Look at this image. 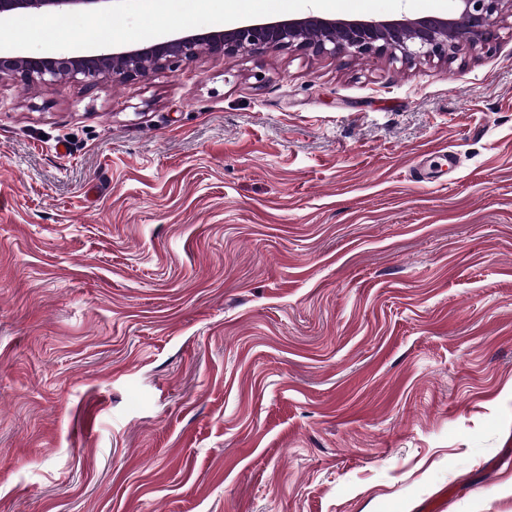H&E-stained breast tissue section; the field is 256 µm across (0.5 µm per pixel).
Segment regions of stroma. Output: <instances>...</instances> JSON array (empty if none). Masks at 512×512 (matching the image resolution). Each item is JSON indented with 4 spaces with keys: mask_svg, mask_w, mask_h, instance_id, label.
<instances>
[{
    "mask_svg": "<svg viewBox=\"0 0 512 512\" xmlns=\"http://www.w3.org/2000/svg\"><path fill=\"white\" fill-rule=\"evenodd\" d=\"M499 33L0 80V512H512Z\"/></svg>",
    "mask_w": 512,
    "mask_h": 512,
    "instance_id": "obj_1",
    "label": "stroma"
}]
</instances>
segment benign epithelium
<instances>
[{
    "instance_id": "1",
    "label": "benign epithelium",
    "mask_w": 512,
    "mask_h": 512,
    "mask_svg": "<svg viewBox=\"0 0 512 512\" xmlns=\"http://www.w3.org/2000/svg\"><path fill=\"white\" fill-rule=\"evenodd\" d=\"M110 0H0V19L19 14H60ZM512 0H455L446 16L424 15L393 20L328 18L310 14L265 23H244L231 29L175 32L148 43L101 48L91 53L28 55L0 50V78L27 85L66 81L95 84L107 79L146 80L159 68H173L201 51L224 57L296 48L316 57L391 62H446L462 46L484 48L498 40L496 26Z\"/></svg>"
}]
</instances>
